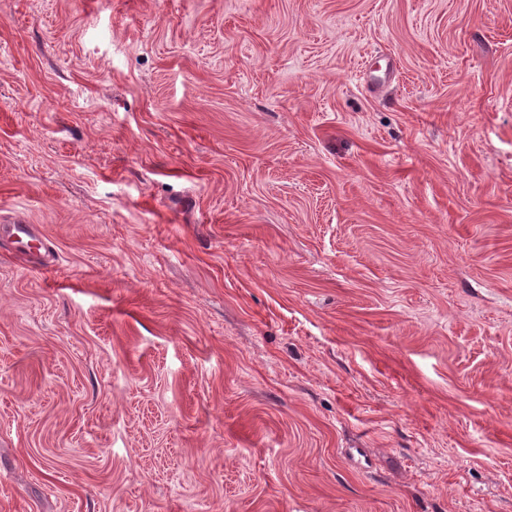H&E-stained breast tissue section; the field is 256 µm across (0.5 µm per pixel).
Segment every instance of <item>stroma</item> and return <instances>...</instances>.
I'll return each instance as SVG.
<instances>
[{"label": "stroma", "instance_id": "stroma-1", "mask_svg": "<svg viewBox=\"0 0 512 512\" xmlns=\"http://www.w3.org/2000/svg\"><path fill=\"white\" fill-rule=\"evenodd\" d=\"M0 512H512V0H0ZM5 233L9 237H13L18 240L27 239V243L38 241L39 246H37L36 250L39 251L45 247V242L42 236L35 231V227L33 224H25L23 221L19 220L14 222L13 224H2L0 227V234Z\"/></svg>", "mask_w": 512, "mask_h": 512}]
</instances>
